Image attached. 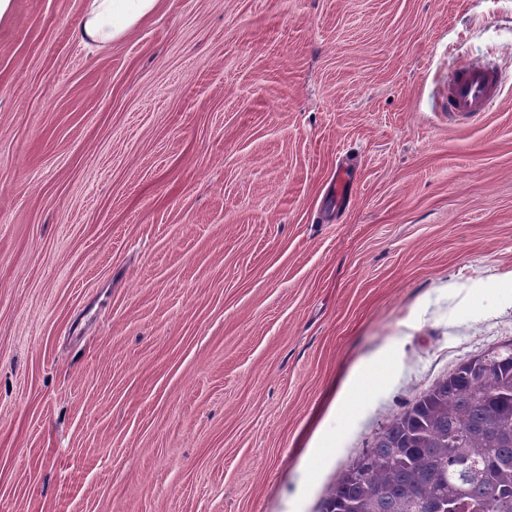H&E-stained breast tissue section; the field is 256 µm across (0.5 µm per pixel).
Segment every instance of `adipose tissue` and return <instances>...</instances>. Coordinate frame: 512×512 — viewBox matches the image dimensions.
<instances>
[{
  "instance_id": "adipose-tissue-1",
  "label": "adipose tissue",
  "mask_w": 512,
  "mask_h": 512,
  "mask_svg": "<svg viewBox=\"0 0 512 512\" xmlns=\"http://www.w3.org/2000/svg\"><path fill=\"white\" fill-rule=\"evenodd\" d=\"M161 0H86L77 34L85 45L100 48L124 39L153 16Z\"/></svg>"
}]
</instances>
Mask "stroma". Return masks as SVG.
<instances>
[{
	"label": "stroma",
	"instance_id": "obj_1",
	"mask_svg": "<svg viewBox=\"0 0 512 512\" xmlns=\"http://www.w3.org/2000/svg\"><path fill=\"white\" fill-rule=\"evenodd\" d=\"M84 4L0 24V512H319L512 340V0ZM161 0H86L77 35L85 45L100 48L124 39L153 16ZM502 86L494 67L474 64L453 76L448 86L447 112L454 121H473L495 106Z\"/></svg>",
	"mask_w": 512,
	"mask_h": 512
}]
</instances>
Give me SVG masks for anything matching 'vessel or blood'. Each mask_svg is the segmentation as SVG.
Returning a JSON list of instances; mask_svg holds the SVG:
<instances>
[{"label": "vessel or blood", "mask_w": 512, "mask_h": 512, "mask_svg": "<svg viewBox=\"0 0 512 512\" xmlns=\"http://www.w3.org/2000/svg\"><path fill=\"white\" fill-rule=\"evenodd\" d=\"M502 86L494 67L474 64L453 76L448 86L447 112L457 121H470L492 109Z\"/></svg>", "instance_id": "1"}]
</instances>
